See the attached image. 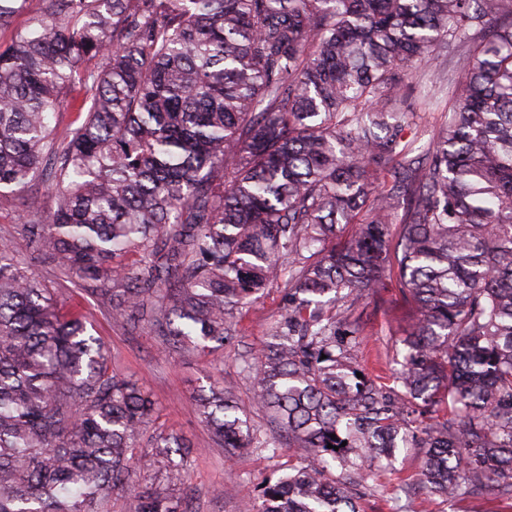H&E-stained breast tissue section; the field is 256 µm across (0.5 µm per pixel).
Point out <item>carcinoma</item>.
Wrapping results in <instances>:
<instances>
[{"mask_svg": "<svg viewBox=\"0 0 512 512\" xmlns=\"http://www.w3.org/2000/svg\"><path fill=\"white\" fill-rule=\"evenodd\" d=\"M442 44L468 52L413 156L431 89L405 87ZM42 178L27 248L131 329L222 347L286 284L248 365L267 431L231 385L195 403L231 451L311 455L258 512H360L356 475L403 448L405 493L512 507V0H41L0 44V196ZM393 271L414 313L389 387L355 304ZM87 324L0 240V512H189L178 436L131 480L156 409ZM447 101L443 100L439 108L433 112H420L416 128L408 131L405 135V141H411L417 139L415 148L426 147L432 138V133L436 121L440 119L441 112H445L448 108Z\"/></svg>", "mask_w": 512, "mask_h": 512, "instance_id": "carcinoma-1", "label": "carcinoma"}]
</instances>
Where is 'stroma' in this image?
<instances>
[{
    "mask_svg": "<svg viewBox=\"0 0 512 512\" xmlns=\"http://www.w3.org/2000/svg\"><path fill=\"white\" fill-rule=\"evenodd\" d=\"M28 268L55 288L66 304L87 314L95 336L110 351L113 370L132 378L151 395L157 411L149 432L174 433L191 446L188 497L193 512H257V488L282 474L299 456V449H282L277 457L260 451L229 454L212 442L196 413L195 399L210 386L233 383L237 401L251 424L265 427L266 415L254 400L252 378L242 365L256 354L268 324L284 314L283 283L273 284L243 309L234 343L201 353L165 344L150 327L132 330L115 322L106 304L50 267L29 261ZM358 309L365 336L364 364L381 375L385 384H392L397 341L410 321L411 305L392 281L378 297L361 300ZM417 471L418 455L413 448L400 451L393 460L375 461L359 488L364 512H391L392 493L411 481ZM401 503L405 512H500L499 503L488 493L459 502L405 496Z\"/></svg>",
    "mask_w": 512,
    "mask_h": 512,
    "instance_id": "35a3bbf8",
    "label": "stroma"
}]
</instances>
